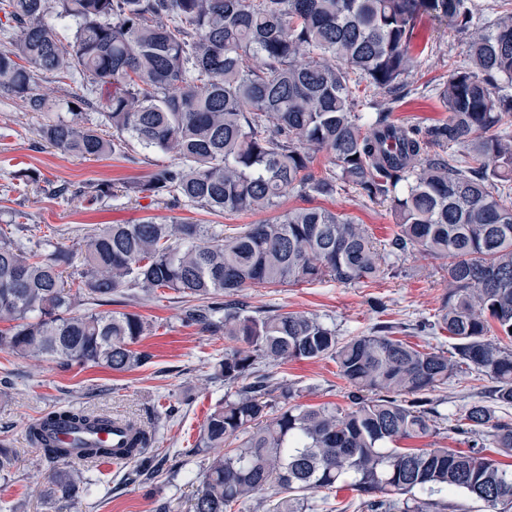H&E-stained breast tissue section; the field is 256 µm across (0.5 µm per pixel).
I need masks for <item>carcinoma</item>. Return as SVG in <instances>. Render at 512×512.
Listing matches in <instances>:
<instances>
[{
	"label": "carcinoma",
	"instance_id": "carcinoma-1",
	"mask_svg": "<svg viewBox=\"0 0 512 512\" xmlns=\"http://www.w3.org/2000/svg\"><path fill=\"white\" fill-rule=\"evenodd\" d=\"M494 7L496 17L478 25L476 0H0V33L16 34L0 48V91L37 114L49 111L38 90L44 75L78 74L98 94L79 97L70 119L42 123L51 146L84 158L135 144L173 154L177 163L139 184L146 198L225 213L274 208L290 192L353 189L388 203L398 227L381 252L362 225L314 207L231 236L211 224H106L87 236L74 293L63 280L67 249L0 227V321L10 323L0 351L62 368H140L151 355L133 345L151 325L106 306L123 288L171 290L198 300L185 308L187 323L239 343L217 357L224 381L240 385L236 397L209 414L189 450L205 460L192 512H228L256 494L266 512H306V492L331 493L346 480L363 512H450L454 492L512 512V469L479 442L511 456L512 423L484 402L455 419L473 436L468 450L394 447L434 433L427 394L462 365L491 378L494 400L512 405V347L486 339L494 323L512 341V95L493 84L512 85V0ZM423 12L456 23L465 56L436 88L448 120L405 128L380 98L406 86ZM358 77L373 90L363 101L352 92ZM92 103L112 134L89 122L83 107ZM363 110L372 111L365 123ZM323 150L334 170L317 178ZM413 250L450 259L440 323L456 340L454 361L388 335L389 326L341 342L316 317L253 315L223 301L243 288L354 284L377 277L385 256ZM325 357L353 388L347 412L295 404L289 387L258 370L263 358ZM119 420L137 425L70 405L29 425L48 469L46 497H80L84 471L67 468L77 461L118 454L138 463L142 482L159 472L147 433L126 448L98 438ZM62 429L74 433L65 446L55 438ZM230 439L241 443L227 448Z\"/></svg>",
	"mask_w": 512,
	"mask_h": 512
}]
</instances>
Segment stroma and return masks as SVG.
<instances>
[{"instance_id":"35a3bbf8","label":"stroma","mask_w":512,"mask_h":512,"mask_svg":"<svg viewBox=\"0 0 512 512\" xmlns=\"http://www.w3.org/2000/svg\"><path fill=\"white\" fill-rule=\"evenodd\" d=\"M417 63L409 74L405 92L391 103V118L403 126L426 127L447 120L448 112L435 86L453 62L463 59L464 40L445 18L422 15L414 41ZM41 119L25 111L13 96L0 91V225H20L21 238H51L74 253L81 265L84 237L100 224H136L145 219L159 223L219 224L233 234L249 224H259L288 209L319 206L343 214L364 225L378 243L389 242L397 231L388 204L372 202L357 192L304 199L290 193L279 205L260 212L222 213L168 199L137 197L135 184L145 181L161 165L173 163L172 155L135 148L127 154L80 158L63 153L42 141ZM31 181H24V174ZM67 182L80 188L78 196L56 198L47 187ZM119 186L115 196H98L96 186ZM448 261L413 251L387 259L372 282L345 285L333 280L245 288L225 296L228 304L249 310L297 312L333 325L340 340L371 333L381 325L393 326L396 336L422 349L453 355L454 339L435 328L436 316L448 290ZM186 304L169 290L147 296L126 290L113 296L114 312L142 315L152 325L136 348L151 354L141 368L118 373L101 366L60 369L55 362L20 358L0 352V380L11 383L8 396H0V435H6L16 454L10 476L0 477V500L21 504V512H155L169 502L174 512H188L198 487V459L186 457L200 428L214 407L234 387L215 373L214 357L223 351V335H215L184 321ZM260 369L272 381L287 385L296 403L349 409L350 389L340 377L332 358L260 361ZM492 387L488 377L450 378L430 395L436 437L405 439V448H430L442 444L468 448L467 435L454 430V417L466 404L487 398ZM92 407L136 421L152 436V448L163 458V470L153 481L131 480L134 463L89 464L92 484L68 510L44 500L40 490L46 470L39 453L29 443L27 428L42 414L62 405ZM177 406L176 420L167 410Z\"/></svg>"}]
</instances>
